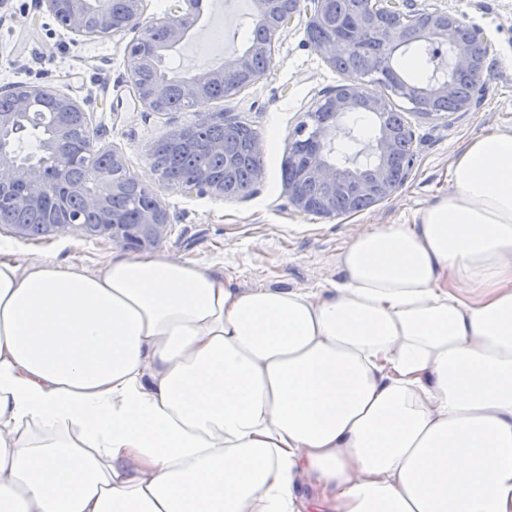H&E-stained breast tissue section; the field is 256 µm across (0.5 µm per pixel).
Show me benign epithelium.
Instances as JSON below:
<instances>
[{
  "label": "benign epithelium",
  "mask_w": 512,
  "mask_h": 512,
  "mask_svg": "<svg viewBox=\"0 0 512 512\" xmlns=\"http://www.w3.org/2000/svg\"><path fill=\"white\" fill-rule=\"evenodd\" d=\"M170 5L165 20L148 21L144 17V0H130L132 5L131 18L118 21L112 16L107 0H42L47 12L58 25L77 36L106 37L137 32L126 57V81L132 86L140 101L156 112L168 97L170 81L160 79L151 87L140 84L141 70L147 67H159L164 60V52L183 42L191 25L183 24L188 12L189 0H169ZM337 0H307L305 15L307 26H323L333 35L315 45V49L327 62L335 64L345 53L358 47L364 37L375 38L379 51L369 63V70L379 77V83L387 90L405 97L419 96L448 99L455 97V83L448 76L433 78L424 86H416L397 80L393 77L391 67L394 53L410 43L428 39L429 48L439 53L450 50L453 71H474L479 75L474 87L476 94H482L483 75L489 52L488 41L482 31L469 29L467 38L459 39L456 31L458 19L445 12H420L415 14L419 24L409 38L391 27H384L373 19L362 27L353 29L348 21V14L336 8ZM300 12L296 6L288 10L272 14L270 21L272 30L277 32L294 22ZM164 26L168 30L167 45L151 56L139 52L138 44L152 29ZM261 51L271 56L272 42L255 45L243 53H235L224 62L220 71L194 74L180 81L182 96L198 105L206 101V87L214 81L224 83L231 92L240 91L260 79V75L249 74L245 70L247 56ZM51 99L57 109V120L49 139L44 141L45 153L53 155L55 162L51 167L33 161H21L8 148V140L18 127L19 118L28 115L36 105V101ZM386 98L371 92L363 81L350 80L339 85L328 93L317 111L326 112L329 118L311 125L312 134L305 137V131L298 130L296 135L304 141L300 153L294 155L297 176L288 188L289 198L293 207L301 213H312L324 217L336 216V198L348 199L347 208L355 206V199H361L370 207L379 201L392 196L406 182L413 162L412 152H406L400 159L399 166L390 163L392 156L399 150L400 144L407 146L412 143L409 128L402 124L398 127L382 121L379 123L378 134L372 145V154L379 162L368 168L362 176L347 175L348 166L339 165L329 159L335 150L337 132L340 121L348 113L365 108L381 115ZM82 135L89 143H94V132L90 127L87 113L73 98L39 85H20L15 88L14 109L11 112L0 111V194L21 185L25 189L24 200L33 202L50 195L55 187L66 185V193L83 198L87 208L97 217L96 225L88 227L78 221L66 222L60 218L66 200L59 196L55 208L49 212L50 224L56 228L67 224L73 228L93 235L101 230L110 232L112 241L132 249H143L154 245L164 234L169 223L168 214L160 205L157 190L139 182L140 188L148 199L141 220L135 228L138 242L131 244L127 240L128 229L117 225L112 216V197L123 190L126 180L110 179L106 176L96 177V188L87 192L82 184L66 183L67 163L59 154L58 148L70 143L76 135ZM178 191L186 195L224 196V183L207 177L191 179L178 186Z\"/></svg>",
  "instance_id": "7a95c632"
}]
</instances>
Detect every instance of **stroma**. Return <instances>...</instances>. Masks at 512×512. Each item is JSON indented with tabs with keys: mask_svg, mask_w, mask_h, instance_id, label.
Instances as JSON below:
<instances>
[{
	"mask_svg": "<svg viewBox=\"0 0 512 512\" xmlns=\"http://www.w3.org/2000/svg\"><path fill=\"white\" fill-rule=\"evenodd\" d=\"M402 9L447 11L480 29L489 54L484 96L468 111L426 117L408 99L392 103L413 134L414 165L393 196L354 213L335 217L303 214L290 203L280 164L295 131L325 93L344 82L313 48L306 18L297 16L273 38L274 62L256 83L204 107L173 112L145 108L126 82L130 35L78 37L63 29L39 0H0V94L15 85H44L78 101L95 133L96 150L119 153L130 172L158 187L151 150L170 131L198 121L201 113L250 125L258 134L264 168L247 197L187 196L160 189L169 216L154 252L183 263L223 269L238 288L320 293L343 276L341 258L357 237L414 216L453 190V160L476 135L512 126V0H403ZM255 19L252 0H221L187 39L168 51L166 62L178 76L218 68L208 49L221 31L225 49L244 50ZM18 260L50 258L65 267L93 272L122 247L108 235L74 230L23 238L0 225V244Z\"/></svg>",
	"mask_w": 512,
	"mask_h": 512,
	"instance_id": "obj_1",
	"label": "stroma"
}]
</instances>
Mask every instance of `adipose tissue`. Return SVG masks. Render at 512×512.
Listing matches in <instances>:
<instances>
[{
  "label": "adipose tissue",
  "instance_id": "adipose-tissue-1",
  "mask_svg": "<svg viewBox=\"0 0 512 512\" xmlns=\"http://www.w3.org/2000/svg\"><path fill=\"white\" fill-rule=\"evenodd\" d=\"M452 184L317 300L0 259V512H512V126Z\"/></svg>",
  "mask_w": 512,
  "mask_h": 512
}]
</instances>
